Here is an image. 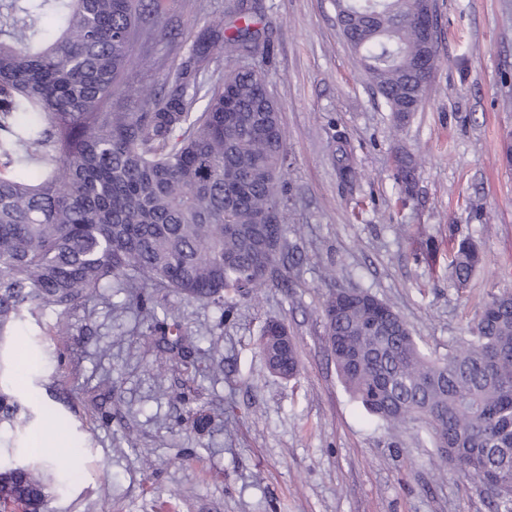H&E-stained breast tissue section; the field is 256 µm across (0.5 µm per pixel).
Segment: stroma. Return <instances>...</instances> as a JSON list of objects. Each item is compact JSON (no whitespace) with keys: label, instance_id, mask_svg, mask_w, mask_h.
I'll return each instance as SVG.
<instances>
[{"label":"stroma","instance_id":"1","mask_svg":"<svg viewBox=\"0 0 512 512\" xmlns=\"http://www.w3.org/2000/svg\"><path fill=\"white\" fill-rule=\"evenodd\" d=\"M269 55L224 59L263 72L288 149L287 282L223 308L177 294L170 320L200 336L187 360L162 351L115 288L88 298L57 336L56 312L19 325L0 381L25 386L45 422L0 430V463L44 443L49 512H499L490 489L441 462L426 432L389 431L345 391L324 336L322 303L365 289L391 304L429 355L447 353L493 294L512 291V0H437L439 61L401 127L370 86L336 23L332 0H261ZM228 0H170L155 57L174 66ZM418 163L412 196L393 157ZM359 176L342 182L341 155ZM474 236L483 264L455 287L448 264ZM433 248H426V241ZM283 322L299 373L272 374L259 348ZM37 348L36 371L24 364Z\"/></svg>","mask_w":512,"mask_h":512}]
</instances>
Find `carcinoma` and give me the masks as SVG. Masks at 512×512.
Instances as JSON below:
<instances>
[{"label":"carcinoma","instance_id":"cac0c4a2","mask_svg":"<svg viewBox=\"0 0 512 512\" xmlns=\"http://www.w3.org/2000/svg\"><path fill=\"white\" fill-rule=\"evenodd\" d=\"M164 0H0V346L17 325L70 310L91 295L109 302L115 280L224 307L271 277L256 265L252 226L285 237L287 145L280 110L253 69L212 80L222 55L267 47L258 7L233 0L193 42L189 57L152 83L125 73L158 70L150 43L165 34ZM340 31L396 123L419 108L438 61L416 19L433 0H335ZM201 111H195L198 102ZM139 102L145 111L134 112ZM395 179L412 191L404 156ZM474 239L457 243L451 278L461 288L482 265ZM363 299L323 304L340 381L375 419L420 424L441 458L495 491L512 512V292L494 294L448 354L432 358L403 318ZM169 349L192 332L158 318L165 304L136 296ZM263 328L260 348L284 379L298 373L293 345ZM35 402L0 390V425H26ZM50 487L35 464L0 465V512H46Z\"/></svg>","mask_w":512,"mask_h":512}]
</instances>
